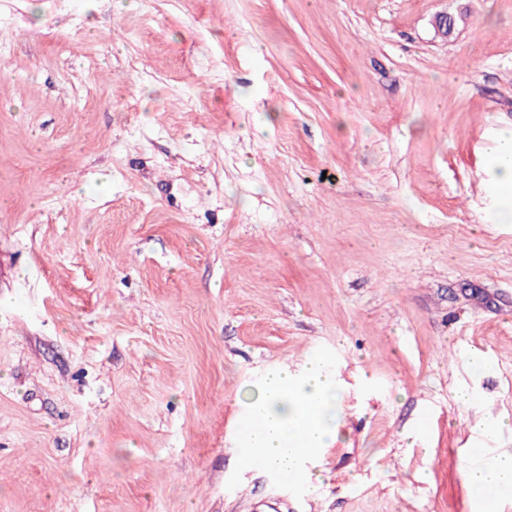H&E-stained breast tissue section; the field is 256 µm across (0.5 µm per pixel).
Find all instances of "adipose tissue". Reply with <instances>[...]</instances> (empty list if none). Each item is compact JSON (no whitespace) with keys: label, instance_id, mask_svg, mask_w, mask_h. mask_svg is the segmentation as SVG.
I'll return each instance as SVG.
<instances>
[{"label":"adipose tissue","instance_id":"adipose-tissue-1","mask_svg":"<svg viewBox=\"0 0 512 512\" xmlns=\"http://www.w3.org/2000/svg\"><path fill=\"white\" fill-rule=\"evenodd\" d=\"M342 417L336 383L321 362H310L298 376L279 368L266 376L250 406L244 445L265 469L297 479L301 463L334 439ZM467 481L496 493L512 490V455L472 467Z\"/></svg>","mask_w":512,"mask_h":512}]
</instances>
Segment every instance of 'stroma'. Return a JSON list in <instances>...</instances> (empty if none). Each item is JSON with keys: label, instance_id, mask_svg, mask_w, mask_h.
<instances>
[{"label": "stroma", "instance_id": "35a3bbf8", "mask_svg": "<svg viewBox=\"0 0 512 512\" xmlns=\"http://www.w3.org/2000/svg\"><path fill=\"white\" fill-rule=\"evenodd\" d=\"M2 82L0 512H476L512 0H0ZM314 357L347 421L283 485L233 425Z\"/></svg>", "mask_w": 512, "mask_h": 512}]
</instances>
